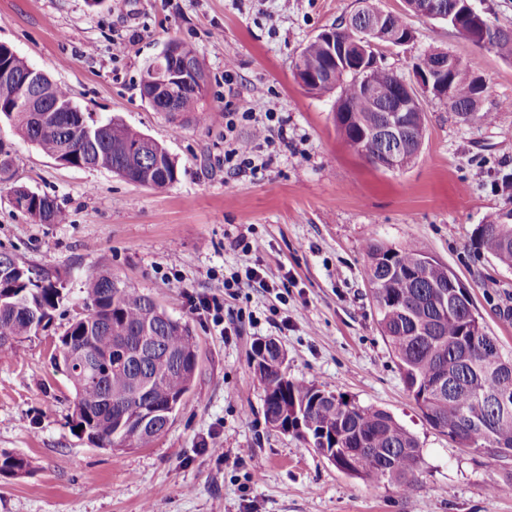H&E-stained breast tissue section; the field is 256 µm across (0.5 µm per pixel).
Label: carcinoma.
<instances>
[{"label": "carcinoma", "mask_w": 512, "mask_h": 512, "mask_svg": "<svg viewBox=\"0 0 512 512\" xmlns=\"http://www.w3.org/2000/svg\"><path fill=\"white\" fill-rule=\"evenodd\" d=\"M410 28L406 17L389 14L381 35L394 40ZM358 24L335 27L336 43L357 36ZM493 50L512 56V31L496 30ZM304 72L332 76L316 93H336L334 121L348 144L384 122L383 106L397 98L398 73L370 72L379 98L364 96L346 64L330 59L329 45L313 37L300 51ZM0 62L14 64L16 77L0 81V111L16 132L63 165L108 169L132 183L163 190L178 180L168 150L123 123H90L84 112L57 113L40 125L31 112H10L25 78L27 64L0 43ZM455 115L466 123L490 121L479 107L472 66L448 71ZM61 107L73 104L68 89L49 81L41 91ZM205 90L189 83L175 88L171 119L205 125L215 115L203 106ZM414 132L401 147L402 160L417 157L426 127L420 112L410 113ZM13 200L38 224H56L61 211L54 200L24 187ZM479 248L512 266V210L494 212L477 227ZM366 274L379 315L378 325L396 357L405 386L431 427L461 447L489 458L512 457V401L502 407L503 388L512 389V366L483 353L472 340L491 339L471 297L455 286L448 267L411 245L393 248L371 241L364 248ZM64 283L57 272L37 269L8 252H0V349L46 331L63 303ZM86 314L72 319L56 346L73 386L72 428L103 447H139L150 440L120 427L118 416L142 408L159 410L177 403L191 389L198 367L197 343L189 327L169 316L149 294L129 288L107 271L84 283ZM285 353L273 341L265 358L253 364L265 392V420L293 427L294 435L341 471L369 482L387 479L411 491L418 482L423 455L418 439L383 409L357 405L342 394L288 377ZM30 472L27 460L0 453V473Z\"/></svg>", "instance_id": "1"}]
</instances>
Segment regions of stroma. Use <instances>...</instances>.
I'll list each match as a JSON object with an SVG mask.
<instances>
[{"label": "stroma", "instance_id": "35a3bbf8", "mask_svg": "<svg viewBox=\"0 0 512 512\" xmlns=\"http://www.w3.org/2000/svg\"><path fill=\"white\" fill-rule=\"evenodd\" d=\"M359 0H0V43L64 84L88 120L134 127L163 144L178 180L153 191L105 169L60 165L0 119L13 164L0 183V252L56 270L66 282L53 325L0 351V452L31 464L0 475V512H512V486L488 485L512 459L469 453L433 429L407 390L378 326L364 247L413 245L447 265L512 357V267L479 250L474 233L512 209V57L475 46L441 20L410 17L413 43L383 50L387 67L411 77L430 50L473 62L488 90L483 125L460 122L445 103L423 102L418 157L387 171L369 164L334 123L335 97L308 93L292 64L306 43L358 9ZM193 49L207 73L205 105L250 99L267 139L238 120L261 169L224 170V123L173 122L142 99L146 66L169 42ZM234 65L224 78L225 62ZM50 197L65 219L35 223L14 187ZM258 242L263 284L224 298L223 334L192 309L215 278L239 271L231 244ZM106 270L150 293L188 323L198 344L192 389L168 429L134 448H97L70 425L74 390L53 363L68 322L84 313L83 284ZM274 340L292 378L392 414L423 453L412 492L338 470L301 440L271 427L252 347ZM216 438V458L201 450Z\"/></svg>", "mask_w": 512, "mask_h": 512}]
</instances>
